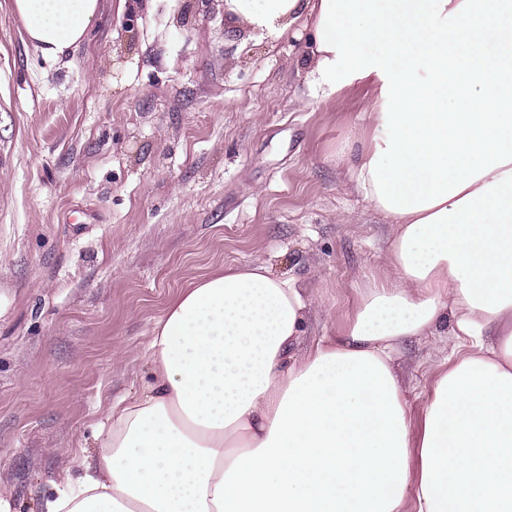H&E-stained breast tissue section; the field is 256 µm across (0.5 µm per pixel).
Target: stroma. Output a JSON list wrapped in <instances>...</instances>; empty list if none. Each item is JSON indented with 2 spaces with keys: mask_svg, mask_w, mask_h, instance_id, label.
<instances>
[{
  "mask_svg": "<svg viewBox=\"0 0 512 512\" xmlns=\"http://www.w3.org/2000/svg\"><path fill=\"white\" fill-rule=\"evenodd\" d=\"M187 13L190 37L176 29ZM307 33L269 41L224 0H102L65 60H45L0 0V496L44 512L95 455L112 401L140 391L144 349L177 292L265 261L334 336L385 273L389 226L350 183L368 81L309 95ZM125 60H118V50ZM439 337L398 362L413 425Z\"/></svg>",
  "mask_w": 512,
  "mask_h": 512,
  "instance_id": "stroma-1",
  "label": "stroma"
}]
</instances>
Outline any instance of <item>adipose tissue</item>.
<instances>
[{"label": "adipose tissue", "instance_id": "1", "mask_svg": "<svg viewBox=\"0 0 512 512\" xmlns=\"http://www.w3.org/2000/svg\"><path fill=\"white\" fill-rule=\"evenodd\" d=\"M12 6L53 60L100 15ZM225 6L271 40L308 28L313 93L375 86L352 173L391 227L390 274L302 355L314 302L294 280L258 261L191 281L154 324L150 382L47 512H512V0ZM444 328L458 343L415 432L400 348Z\"/></svg>", "mask_w": 512, "mask_h": 512}]
</instances>
